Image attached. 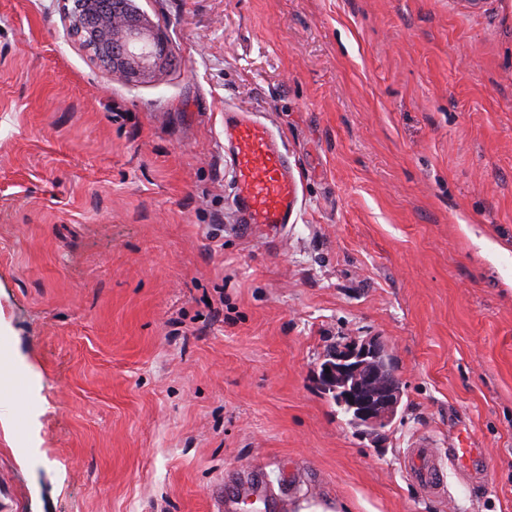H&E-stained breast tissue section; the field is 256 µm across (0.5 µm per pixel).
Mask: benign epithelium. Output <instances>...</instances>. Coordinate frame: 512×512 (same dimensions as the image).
Segmentation results:
<instances>
[{"label": "benign epithelium", "instance_id": "benign-epithelium-1", "mask_svg": "<svg viewBox=\"0 0 512 512\" xmlns=\"http://www.w3.org/2000/svg\"><path fill=\"white\" fill-rule=\"evenodd\" d=\"M88 6L96 16L93 38L112 48L103 56L108 69L128 81L151 73L161 59L164 35L132 11L128 0H88ZM385 350L386 345L374 337L336 345L326 353L330 372L320 373L327 387L345 383V401L373 433L387 427L403 395L396 372L382 363Z\"/></svg>", "mask_w": 512, "mask_h": 512}]
</instances>
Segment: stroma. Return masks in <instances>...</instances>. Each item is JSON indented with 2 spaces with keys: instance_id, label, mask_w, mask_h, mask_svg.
<instances>
[{
  "instance_id": "35a3bbf8",
  "label": "stroma",
  "mask_w": 512,
  "mask_h": 512,
  "mask_svg": "<svg viewBox=\"0 0 512 512\" xmlns=\"http://www.w3.org/2000/svg\"><path fill=\"white\" fill-rule=\"evenodd\" d=\"M74 0H0V512H512V0H133L113 74ZM286 144L296 221L237 231L224 111ZM370 337L383 438L318 375ZM493 463L407 478L419 439ZM96 16L93 38L112 48L103 59L112 73L126 80L140 79L161 59L166 39L149 20L128 7V0H89ZM268 484V476L263 471L253 473L245 485H238L231 480L224 481V500L221 501L218 510H236L239 500L243 497L261 502L265 512L277 510L275 502L267 494Z\"/></svg>"
}]
</instances>
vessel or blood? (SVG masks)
<instances>
[{
	"label": "vessel or blood",
	"instance_id": "1",
	"mask_svg": "<svg viewBox=\"0 0 512 512\" xmlns=\"http://www.w3.org/2000/svg\"><path fill=\"white\" fill-rule=\"evenodd\" d=\"M224 143L231 156L233 196L238 228L246 237L259 231L275 232L294 223L299 200L298 183L288 151L274 130L257 116L235 109L224 115ZM453 466L468 477L487 473L488 459L470 448H452L440 460L431 442L419 440L403 459L406 474L421 493L431 497L445 494V466ZM269 479L264 472L252 474L246 484H224L222 512H235L240 499L261 502L264 512H274L275 502L267 494Z\"/></svg>",
	"mask_w": 512,
	"mask_h": 512
}]
</instances>
